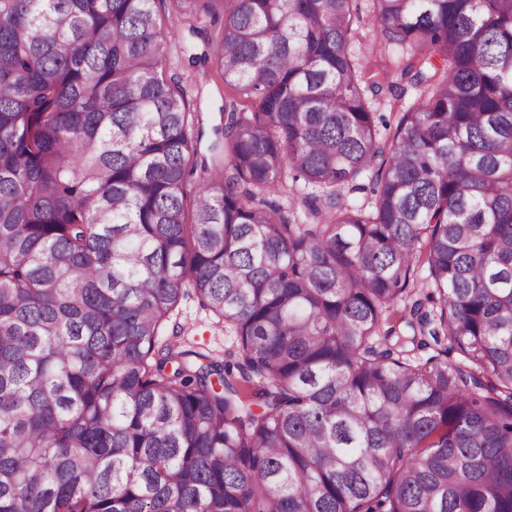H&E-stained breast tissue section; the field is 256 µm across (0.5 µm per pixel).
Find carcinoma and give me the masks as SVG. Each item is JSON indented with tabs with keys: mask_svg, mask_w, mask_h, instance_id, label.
<instances>
[{
	"mask_svg": "<svg viewBox=\"0 0 512 512\" xmlns=\"http://www.w3.org/2000/svg\"><path fill=\"white\" fill-rule=\"evenodd\" d=\"M369 2L0 0V512H512V0ZM360 4V17L362 18L361 26L358 29V34L353 38L351 43V51L354 56L363 58L371 56V52L376 46L378 38L375 32L372 31L370 26L371 5L367 1H361ZM176 32L166 63V74L180 81L190 103L191 112H210L213 118H219V107L224 104V84L209 67L192 68L187 65L188 55L200 52L201 42L187 34L189 25L210 30L209 21L185 22L173 20ZM223 97V99H222ZM216 321L217 318L199 304L198 299L188 288L170 321L161 330L158 345L164 346L171 340L180 339L196 350L234 361V358H229L227 354L236 351L235 333L231 327L216 324Z\"/></svg>",
	"mask_w": 512,
	"mask_h": 512,
	"instance_id": "obj_1",
	"label": "carcinoma"
}]
</instances>
